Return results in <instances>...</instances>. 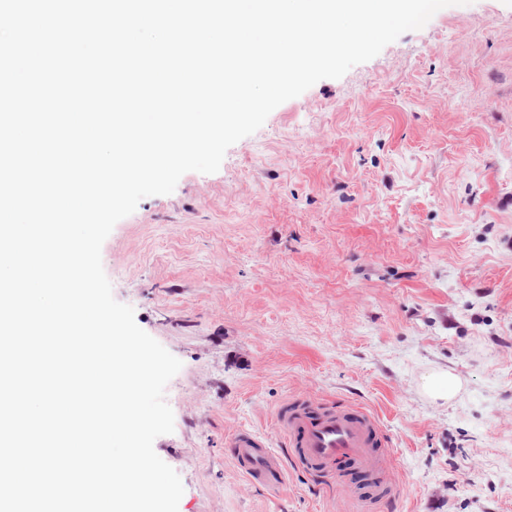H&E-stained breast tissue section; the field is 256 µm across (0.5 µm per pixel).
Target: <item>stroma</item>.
Wrapping results in <instances>:
<instances>
[{
  "mask_svg": "<svg viewBox=\"0 0 512 512\" xmlns=\"http://www.w3.org/2000/svg\"><path fill=\"white\" fill-rule=\"evenodd\" d=\"M101 258L182 363L154 442L178 512H512V0L445 7L282 103ZM305 396L380 421L389 502L289 459L276 417ZM242 432L278 469L244 470Z\"/></svg>",
  "mask_w": 512,
  "mask_h": 512,
  "instance_id": "stroma-1",
  "label": "stroma"
}]
</instances>
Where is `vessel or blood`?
<instances>
[{"label": "vessel or blood", "mask_w": 512, "mask_h": 512, "mask_svg": "<svg viewBox=\"0 0 512 512\" xmlns=\"http://www.w3.org/2000/svg\"><path fill=\"white\" fill-rule=\"evenodd\" d=\"M280 428L288 437V446L299 465L341 480L347 493L359 492L355 473L372 477L370 498L379 500L388 493V477L382 463L387 439L377 419L356 406H326L314 399L293 401L280 413ZM232 448L239 462L253 470L276 465V458L264 450L256 436L241 433Z\"/></svg>", "instance_id": "vessel-or-blood-1"}]
</instances>
